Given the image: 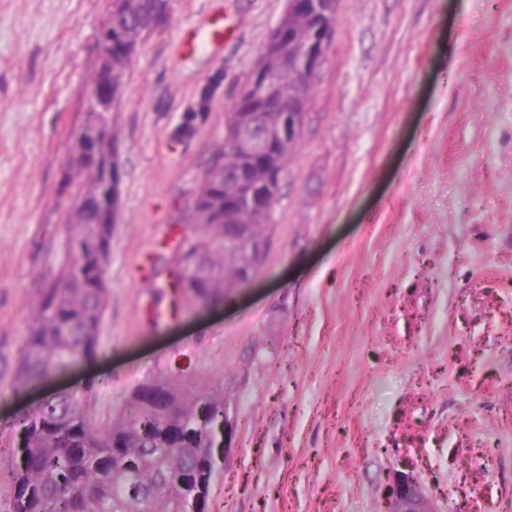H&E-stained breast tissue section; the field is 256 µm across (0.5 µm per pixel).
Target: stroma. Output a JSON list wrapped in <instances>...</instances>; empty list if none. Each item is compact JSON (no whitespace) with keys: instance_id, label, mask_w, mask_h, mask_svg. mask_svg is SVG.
<instances>
[{"instance_id":"obj_1","label":"stroma","mask_w":512,"mask_h":512,"mask_svg":"<svg viewBox=\"0 0 512 512\" xmlns=\"http://www.w3.org/2000/svg\"><path fill=\"white\" fill-rule=\"evenodd\" d=\"M288 0H170L112 114L121 204L94 358L15 383L36 273L58 265L112 0H0V465L58 389L124 417L153 379L223 383L208 512H512V0H339L265 258L202 310L170 287L188 208ZM228 22L219 51L187 30ZM388 512H435L414 477L401 472L394 478L388 497Z\"/></svg>"}]
</instances>
